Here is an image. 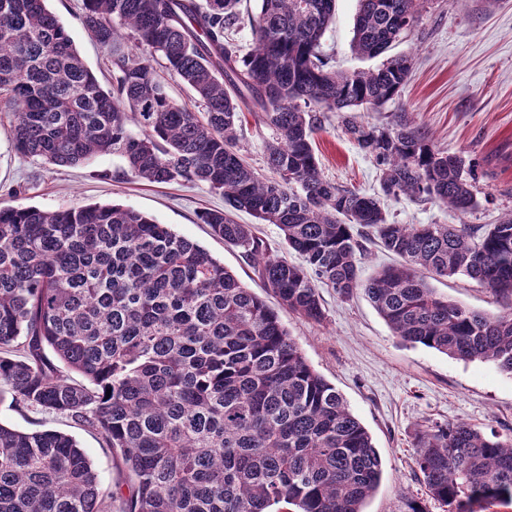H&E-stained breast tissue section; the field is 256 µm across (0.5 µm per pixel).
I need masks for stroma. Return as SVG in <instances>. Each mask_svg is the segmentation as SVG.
<instances>
[{"label":"stroma","mask_w":512,"mask_h":512,"mask_svg":"<svg viewBox=\"0 0 512 512\" xmlns=\"http://www.w3.org/2000/svg\"><path fill=\"white\" fill-rule=\"evenodd\" d=\"M85 64L104 88L112 86L107 51L84 30L83 0H49ZM358 0H336L324 38L330 66L361 70L380 66L351 50ZM412 57L414 65L401 92L360 121L384 125L402 119L425 132L442 149L475 162L477 206L459 213L406 196L384 207L399 224H495L512 211V0H424L412 29L391 49ZM272 131L259 115L246 114L238 129L239 146L250 164L265 171L264 145ZM314 148L327 180L366 194L380 190L375 162L346 135L336 113H326L314 135ZM117 155H98L59 167L16 153L10 117L0 112V205L43 210L117 204L169 225L207 249L256 294L264 289L239 248L213 237L202 211L220 209L224 197L202 182L150 184L126 176ZM438 293L485 313L512 307V298L494 293L463 276L435 281ZM325 317L306 320L280 309L282 323L308 362L344 396L370 433L382 461V479L365 512H399L403 497L425 500L428 512H448L429 499L415 480L414 443L434 423L464 421L483 431L512 433V376L490 362H464L435 350L401 343L364 292L340 299L322 288ZM0 423L33 432L55 429L73 435L91 459L104 485L123 481L110 449L99 436L62 415L18 413L0 404Z\"/></svg>","instance_id":"stroma-1"}]
</instances>
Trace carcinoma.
<instances>
[{
  "label": "carcinoma",
  "mask_w": 512,
  "mask_h": 512,
  "mask_svg": "<svg viewBox=\"0 0 512 512\" xmlns=\"http://www.w3.org/2000/svg\"><path fill=\"white\" fill-rule=\"evenodd\" d=\"M48 0H0V101L23 156L58 166L123 157L151 183L205 182L202 214L254 262L266 292L324 318L318 288L361 289L399 339L512 374V309L471 310L428 279L466 276L512 295V213L497 224H397L381 197L466 213L475 164L407 122L352 112L392 100L411 59L339 72L322 37L336 0H261L253 48L230 38L242 0H84L82 23L111 57L104 90ZM424 0H359L353 50L384 53ZM161 57L203 111L155 78ZM273 136L268 177L237 146L243 110ZM319 112L380 169L381 195L325 179ZM136 123L140 133L131 131ZM278 225L300 262L273 253L234 214ZM402 262L365 280L363 237ZM96 432L129 479L108 488L75 438L0 424V512H364L382 462L342 395L308 363L278 312L207 250L130 208L0 207V401ZM415 476L449 512L512 506V436L463 421L415 440Z\"/></svg>",
  "instance_id": "cac0c4a2"
}]
</instances>
